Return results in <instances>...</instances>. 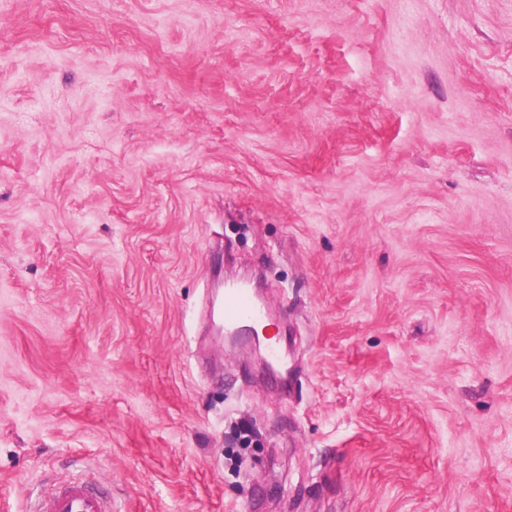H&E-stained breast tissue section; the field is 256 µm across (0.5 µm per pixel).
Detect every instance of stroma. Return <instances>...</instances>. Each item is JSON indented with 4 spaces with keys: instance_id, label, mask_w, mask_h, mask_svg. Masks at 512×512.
I'll use <instances>...</instances> for the list:
<instances>
[{
    "instance_id": "stroma-1",
    "label": "stroma",
    "mask_w": 512,
    "mask_h": 512,
    "mask_svg": "<svg viewBox=\"0 0 512 512\" xmlns=\"http://www.w3.org/2000/svg\"><path fill=\"white\" fill-rule=\"evenodd\" d=\"M74 479L512 512V0H0V512ZM224 328L235 332L259 321L264 310L244 289L224 291V306L220 311Z\"/></svg>"
}]
</instances>
